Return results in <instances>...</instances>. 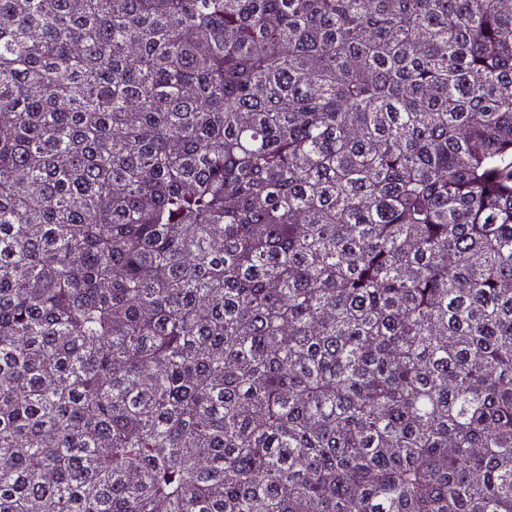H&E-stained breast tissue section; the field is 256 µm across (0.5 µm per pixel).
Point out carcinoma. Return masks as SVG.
I'll use <instances>...</instances> for the list:
<instances>
[{
    "mask_svg": "<svg viewBox=\"0 0 512 512\" xmlns=\"http://www.w3.org/2000/svg\"><path fill=\"white\" fill-rule=\"evenodd\" d=\"M0 512H512V0H0Z\"/></svg>",
    "mask_w": 512,
    "mask_h": 512,
    "instance_id": "carcinoma-1",
    "label": "carcinoma"
}]
</instances>
